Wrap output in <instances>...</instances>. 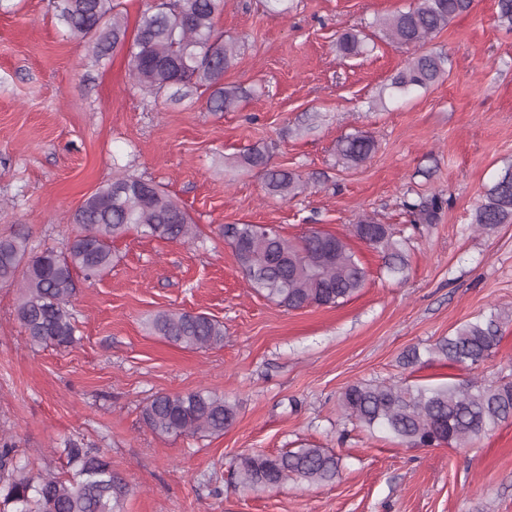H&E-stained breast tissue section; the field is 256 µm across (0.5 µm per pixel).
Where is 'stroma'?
<instances>
[{
    "label": "stroma",
    "instance_id": "1",
    "mask_svg": "<svg viewBox=\"0 0 512 512\" xmlns=\"http://www.w3.org/2000/svg\"><path fill=\"white\" fill-rule=\"evenodd\" d=\"M415 0H225L218 27L238 46L224 81L246 90L232 112L206 95L175 102L136 88L125 49L96 58L70 39L49 0H0V236L28 235L35 251H64L72 216L98 186L125 176L160 184L198 226L181 244L137 230L112 241V265L78 280L79 341L34 346L16 318L22 292L0 284V440L30 469L68 470L66 442L107 449L128 485L124 512H512V421L463 448H409L353 426L338 397L378 378L435 385L467 369L427 351L491 308L512 311V224L472 222L484 191L512 163V31L497 0L428 40L451 69L404 98L381 91L414 50L384 40L343 57L336 40L367 31ZM376 142L357 166L335 153L355 133ZM268 146L270 166L301 174L302 194L267 192L241 167ZM436 196L435 223L413 225L405 202ZM404 231L408 270L387 276L381 255L352 232L360 215ZM267 224L296 238L345 239L367 273L337 306L288 310L255 294L220 234ZM203 313L223 345L191 350L151 318ZM417 348L420 360L401 357ZM207 389L237 406L223 434L161 436L140 408L158 393ZM313 444L341 459L335 482L238 484L237 455Z\"/></svg>",
    "mask_w": 512,
    "mask_h": 512
}]
</instances>
